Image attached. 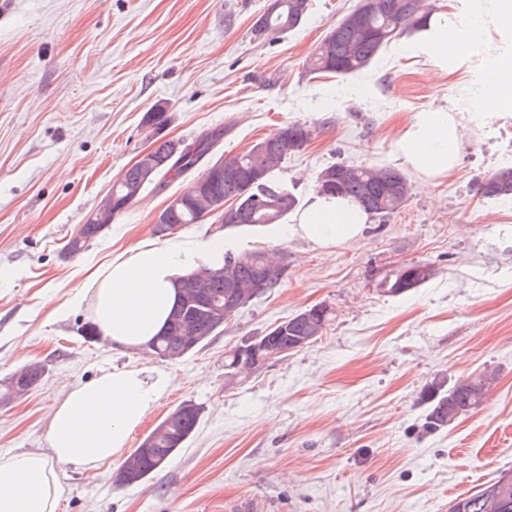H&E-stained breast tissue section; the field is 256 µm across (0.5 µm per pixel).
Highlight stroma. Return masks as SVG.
<instances>
[{
	"label": "stroma",
	"instance_id": "stroma-1",
	"mask_svg": "<svg viewBox=\"0 0 512 512\" xmlns=\"http://www.w3.org/2000/svg\"><path fill=\"white\" fill-rule=\"evenodd\" d=\"M358 0H312L302 24L254 38L268 0H0V378L44 364L41 382L0 405V454L42 452L51 407L105 370L139 368L171 384L133 431L142 439L172 409H203L188 443L140 486L116 483L121 459L60 469L57 512H448L449 502L512 470V199L478 187L512 163V106L482 117L474 78L484 57L450 72L391 43L356 77L316 74L309 58ZM162 107L163 138L227 133L217 155L248 150L279 126L313 132L277 177L307 205L320 169L390 165L411 190L399 212L370 218L355 244L322 248L284 225L178 228L260 249L288 264L279 288L177 361L88 341L87 309L71 298L102 264L154 241L155 214L188 178L146 190L76 255L67 244L152 141L144 116ZM461 115L450 174L423 183L395 141L414 113ZM410 261L435 277L400 297L377 278ZM335 319L313 343L248 374L224 357L299 310ZM497 376L492 395L448 428L425 427L438 383Z\"/></svg>",
	"mask_w": 512,
	"mask_h": 512
}]
</instances>
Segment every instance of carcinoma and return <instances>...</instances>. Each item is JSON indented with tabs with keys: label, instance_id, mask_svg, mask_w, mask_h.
Instances as JSON below:
<instances>
[{
	"label": "carcinoma",
	"instance_id": "cac0c4a2",
	"mask_svg": "<svg viewBox=\"0 0 512 512\" xmlns=\"http://www.w3.org/2000/svg\"><path fill=\"white\" fill-rule=\"evenodd\" d=\"M285 7L274 13H263L255 22L254 33L262 36L269 32H283L297 28L307 15L309 0H283ZM384 7L365 14L356 8L346 14L334 26L336 38L329 43V50L323 45L314 49L309 65L311 71L334 76H351L369 66L375 56L393 41L404 35L428 27L436 10L432 0L425 2L427 12L415 13L412 3L415 0H380ZM170 116L158 108L146 113V125L158 134L169 122ZM226 130L217 128L202 138L183 143L182 151L172 155L168 142L158 138L154 141L151 158L154 173L145 178V173L137 166L129 167L123 176L112 184V215L123 212L147 189L161 190L173 179L201 169L197 179H208L211 196L218 200L237 201V211L224 212L215 218H224V227L268 226L278 224L293 211L298 200L288 186L274 179L275 169L289 155L300 154L307 149L312 139V131L300 123H287L266 138L261 145H253L249 150L229 158L233 166H224V176L210 175V157L224 139ZM328 185L321 195L328 198H347L371 216L385 218L400 210L410 193L407 175L393 166L337 163L322 168L316 175L315 189ZM480 194L486 198H512V165L504 166L480 187ZM164 223L154 225L157 236H166L186 224H200L208 219V214L199 210L193 200L177 209L165 210ZM105 225L87 222L78 237L69 241L67 249L76 254L86 242L98 237ZM209 272V305L194 313L193 317L180 319L178 312L171 313L167 329L154 339L148 350L158 358L166 360L178 355L184 345V336L197 337V346H202L211 337L223 331L224 325L212 322L211 311L215 306L224 307L229 294H248L256 284H263L261 295H266L283 281L287 265L276 263L260 250L233 252L224 251V261L218 267L204 265L197 271ZM435 270L422 262H407L396 267L392 274L384 277L378 287L388 296H401L429 282ZM300 310L288 317V332L276 330L265 332L269 336L265 353L280 357L288 355L287 341L290 336L309 334L312 325L322 327L327 332L333 321V312L327 310L321 318L309 320ZM45 366L31 362L0 382V403L7 404L14 399L7 382H16L18 389L31 390L44 376ZM493 387V378L468 376L455 382L448 389L442 384L434 387L429 398L426 425L439 430L452 425V413L463 416L481 405ZM202 416L201 406L184 419L178 435L163 436L151 448L135 449L131 456L137 461L138 470L134 474L135 485L146 483L161 470L179 450L180 440H189L198 427ZM500 480L496 479L484 488L468 494L462 500L463 512H501L494 505V494L498 492Z\"/></svg>",
	"mask_w": 512,
	"mask_h": 512
}]
</instances>
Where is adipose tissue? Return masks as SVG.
<instances>
[{
    "label": "adipose tissue",
    "instance_id": "ef3b65f1",
    "mask_svg": "<svg viewBox=\"0 0 512 512\" xmlns=\"http://www.w3.org/2000/svg\"><path fill=\"white\" fill-rule=\"evenodd\" d=\"M484 22L478 8L464 19L431 23L416 48L438 71H447L449 59L479 51ZM494 74L480 81L476 96L489 116L512 100L506 90L512 60L496 66ZM395 149L424 178L450 173L461 149L457 113H415ZM367 220L352 203L318 196L294 216L287 233L320 247L353 244L363 237ZM223 252L220 236L203 244L171 238L138 245L98 268L83 289L101 336L122 348L147 345L165 327L178 278L198 262H216ZM168 385L165 378L148 380L143 370L115 367L71 390L49 413L46 451L0 454V512H56L63 494L59 466L92 468L119 456Z\"/></svg>",
    "mask_w": 512,
    "mask_h": 512
}]
</instances>
